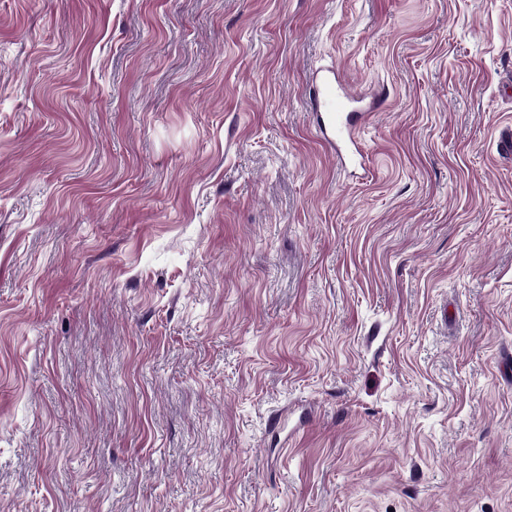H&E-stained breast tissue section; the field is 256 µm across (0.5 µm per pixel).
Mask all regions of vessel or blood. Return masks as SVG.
<instances>
[{
	"mask_svg": "<svg viewBox=\"0 0 512 512\" xmlns=\"http://www.w3.org/2000/svg\"><path fill=\"white\" fill-rule=\"evenodd\" d=\"M318 137L332 136L337 157L346 165L364 168L360 132L370 114L358 95L349 91L340 72L328 71L313 83L309 95Z\"/></svg>",
	"mask_w": 512,
	"mask_h": 512,
	"instance_id": "obj_1",
	"label": "vessel or blood"
}]
</instances>
